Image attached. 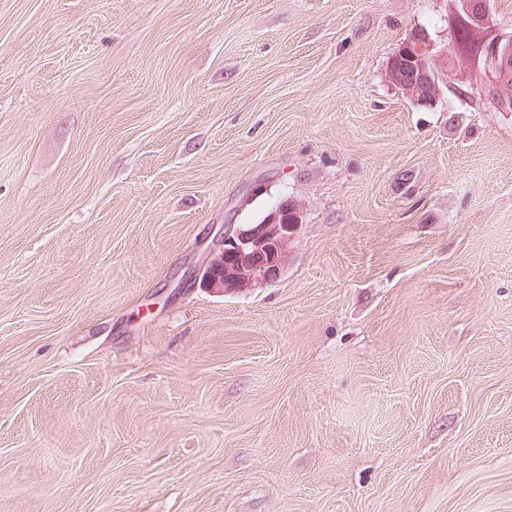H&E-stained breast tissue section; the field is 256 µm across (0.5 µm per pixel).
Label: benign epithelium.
<instances>
[{
    "instance_id": "7a95c632",
    "label": "benign epithelium",
    "mask_w": 512,
    "mask_h": 512,
    "mask_svg": "<svg viewBox=\"0 0 512 512\" xmlns=\"http://www.w3.org/2000/svg\"><path fill=\"white\" fill-rule=\"evenodd\" d=\"M466 19L468 31L483 35L479 54L486 61L484 80H470L469 70L459 64L448 70L444 62L456 53L457 36L451 35L448 46L441 49L432 41L414 36L403 42L392 55V60L407 59L416 62L422 78L434 86L444 85L453 90L467 85L485 94L499 86L498 76L512 66V36L499 33L491 17L488 3L475 4L471 0H454L451 20ZM293 223H288V213ZM303 207L282 203L272 210L261 224L245 228L227 226L224 237L212 250L206 261L200 282L203 287L224 294H232L256 283L277 280L288 262V247L297 225L302 223Z\"/></svg>"
}]
</instances>
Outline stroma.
<instances>
[{
  "label": "stroma",
  "instance_id": "1",
  "mask_svg": "<svg viewBox=\"0 0 512 512\" xmlns=\"http://www.w3.org/2000/svg\"><path fill=\"white\" fill-rule=\"evenodd\" d=\"M445 0H0V512H512V112L385 79ZM304 207L272 283L188 280Z\"/></svg>",
  "mask_w": 512,
  "mask_h": 512
}]
</instances>
